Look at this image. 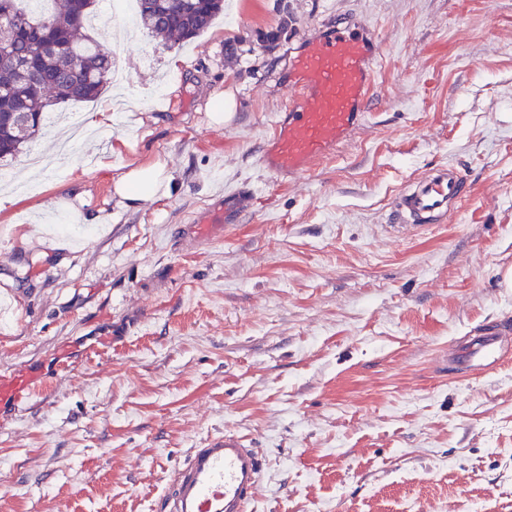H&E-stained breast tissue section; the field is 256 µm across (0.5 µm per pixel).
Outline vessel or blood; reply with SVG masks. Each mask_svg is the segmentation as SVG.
Masks as SVG:
<instances>
[{
    "label": "vessel or blood",
    "mask_w": 512,
    "mask_h": 512,
    "mask_svg": "<svg viewBox=\"0 0 512 512\" xmlns=\"http://www.w3.org/2000/svg\"><path fill=\"white\" fill-rule=\"evenodd\" d=\"M376 33L367 26L339 23L306 39L288 56L293 94L279 113L259 164L283 179L308 173L350 140L368 115L373 71L378 61ZM470 186L462 168L432 167L400 188L389 203L391 227L421 230L447 223ZM248 191L230 193L208 224H235L246 215ZM504 341L494 332L454 350L459 369H482L497 362ZM44 382L23 375H0V406L27 403ZM266 463L258 449L232 432L209 436L190 449L172 471L160 499L162 512H250Z\"/></svg>",
    "instance_id": "vessel-or-blood-1"
}]
</instances>
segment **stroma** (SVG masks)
Wrapping results in <instances>:
<instances>
[{
	"mask_svg": "<svg viewBox=\"0 0 512 512\" xmlns=\"http://www.w3.org/2000/svg\"><path fill=\"white\" fill-rule=\"evenodd\" d=\"M113 2L98 34L139 100L72 166L27 179L49 126L4 163L24 199L0 210V374L47 385L0 412V512H159L169 471L224 431L266 460L251 512H512V344L489 370L450 363L512 319V0H224L185 46L126 41ZM335 21L380 37L368 120L280 180L258 157L288 53ZM155 160L169 195L116 206L117 168ZM448 162L471 183L457 214L390 233L391 195ZM240 187V223L186 238ZM78 194L106 223L44 219Z\"/></svg>",
	"mask_w": 512,
	"mask_h": 512,
	"instance_id": "obj_1",
	"label": "stroma"
}]
</instances>
